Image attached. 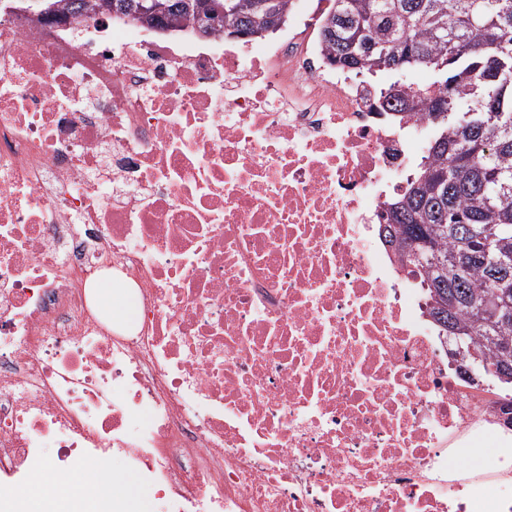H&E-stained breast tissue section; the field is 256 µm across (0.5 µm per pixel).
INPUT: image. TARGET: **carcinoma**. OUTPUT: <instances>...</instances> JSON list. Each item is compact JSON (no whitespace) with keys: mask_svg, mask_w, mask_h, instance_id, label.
Listing matches in <instances>:
<instances>
[{"mask_svg":"<svg viewBox=\"0 0 512 512\" xmlns=\"http://www.w3.org/2000/svg\"><path fill=\"white\" fill-rule=\"evenodd\" d=\"M319 32L334 65L385 71V112L426 115L428 158L388 202L387 223L418 230L399 243L402 265L427 289L437 326L470 329L468 345L489 367L512 364V318L482 321L485 302L512 300V0H330ZM62 15L91 18L98 0H45ZM292 0H224L218 30L250 31L288 17ZM426 65L437 91L391 90Z\"/></svg>","mask_w":512,"mask_h":512,"instance_id":"1","label":"carcinoma"}]
</instances>
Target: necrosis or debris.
I'll return each instance as SVG.
<instances>
[{
    "label": "necrosis or debris",
    "instance_id": "4bbe7bcc",
    "mask_svg": "<svg viewBox=\"0 0 512 512\" xmlns=\"http://www.w3.org/2000/svg\"><path fill=\"white\" fill-rule=\"evenodd\" d=\"M306 17L240 47L0 18V512L115 456L153 512H512L467 453L499 408L382 238L430 123ZM92 288L97 301L106 306L117 320H123L127 315L125 309L128 288H125L112 280V276L97 281Z\"/></svg>",
    "mask_w": 512,
    "mask_h": 512
}]
</instances>
